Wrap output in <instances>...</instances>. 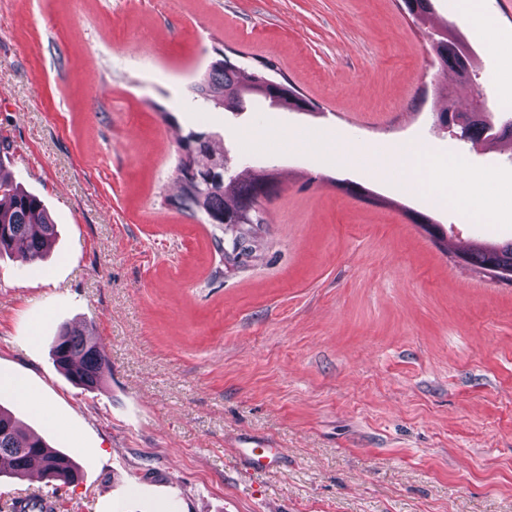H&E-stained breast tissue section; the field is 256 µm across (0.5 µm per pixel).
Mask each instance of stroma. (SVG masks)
<instances>
[{
	"instance_id": "1",
	"label": "stroma",
	"mask_w": 512,
	"mask_h": 512,
	"mask_svg": "<svg viewBox=\"0 0 512 512\" xmlns=\"http://www.w3.org/2000/svg\"><path fill=\"white\" fill-rule=\"evenodd\" d=\"M0 0V170L56 222L43 260L0 255V379L44 398L28 432L69 454L67 484L0 476L59 512H512V284L461 265L470 243L512 239V137L475 144L436 115L497 110L512 0ZM471 66L442 74L429 31ZM272 60L316 106L209 112L192 85L216 51ZM224 139L228 169L274 170L262 256L224 266L212 227L169 205L180 130ZM420 144L462 160L499 212L456 203L284 133ZM366 188L362 197L341 181ZM429 215L433 235L412 220ZM95 336L111 361L74 386L52 345ZM242 447L277 448L249 469Z\"/></svg>"
}]
</instances>
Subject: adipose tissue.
<instances>
[{"instance_id": "1", "label": "adipose tissue", "mask_w": 512, "mask_h": 512, "mask_svg": "<svg viewBox=\"0 0 512 512\" xmlns=\"http://www.w3.org/2000/svg\"><path fill=\"white\" fill-rule=\"evenodd\" d=\"M297 140L339 164L362 159L368 172L376 177H397L414 185H423L433 192L447 191L449 196L457 199L462 210L472 216L486 221L495 217L480 185L461 180L459 165L446 167L436 163L423 147L410 144L367 145L338 135L313 137L301 134Z\"/></svg>"}]
</instances>
